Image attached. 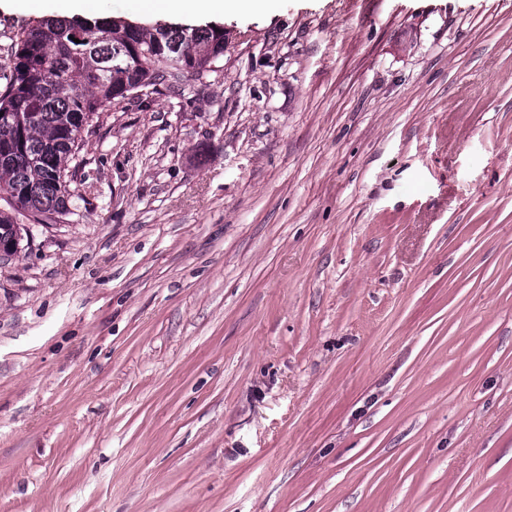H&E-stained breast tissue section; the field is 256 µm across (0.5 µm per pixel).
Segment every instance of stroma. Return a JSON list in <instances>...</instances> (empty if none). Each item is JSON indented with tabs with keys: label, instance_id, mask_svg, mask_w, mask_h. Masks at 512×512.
I'll return each instance as SVG.
<instances>
[{
	"label": "stroma",
	"instance_id": "1",
	"mask_svg": "<svg viewBox=\"0 0 512 512\" xmlns=\"http://www.w3.org/2000/svg\"><path fill=\"white\" fill-rule=\"evenodd\" d=\"M144 2L224 56L0 255V512H512V0Z\"/></svg>",
	"mask_w": 512,
	"mask_h": 512
}]
</instances>
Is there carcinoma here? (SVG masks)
Listing matches in <instances>:
<instances>
[{
  "label": "carcinoma",
  "mask_w": 512,
  "mask_h": 512,
  "mask_svg": "<svg viewBox=\"0 0 512 512\" xmlns=\"http://www.w3.org/2000/svg\"><path fill=\"white\" fill-rule=\"evenodd\" d=\"M224 56V28L157 25L113 16L47 18L12 38L0 65V245L17 251L14 214L49 218L68 210L67 183L81 133L104 106L135 90L201 80Z\"/></svg>",
  "instance_id": "cac0c4a2"
}]
</instances>
